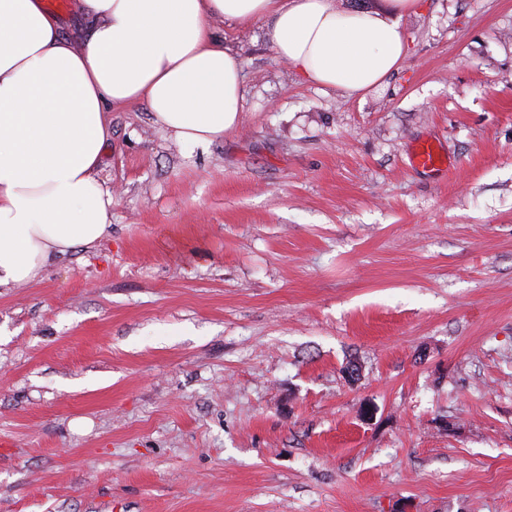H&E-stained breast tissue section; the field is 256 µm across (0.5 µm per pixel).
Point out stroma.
I'll return each instance as SVG.
<instances>
[{"label":"stroma","instance_id":"1","mask_svg":"<svg viewBox=\"0 0 512 512\" xmlns=\"http://www.w3.org/2000/svg\"><path fill=\"white\" fill-rule=\"evenodd\" d=\"M401 27L349 97L215 23L206 147L109 111L107 235L0 288V512H512V0ZM411 163L432 176L446 177L449 171L446 158L430 142L421 143L415 148Z\"/></svg>","mask_w":512,"mask_h":512}]
</instances>
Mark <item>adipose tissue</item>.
I'll use <instances>...</instances> for the list:
<instances>
[{"instance_id": "ef3b65f1", "label": "adipose tissue", "mask_w": 512, "mask_h": 512, "mask_svg": "<svg viewBox=\"0 0 512 512\" xmlns=\"http://www.w3.org/2000/svg\"><path fill=\"white\" fill-rule=\"evenodd\" d=\"M420 3L342 11L336 0H77L75 19L90 29L76 40L43 0H0V288L35 282L106 236L108 107L146 104L188 146L239 128L242 62L212 21L266 20L281 60L356 97L399 69V21Z\"/></svg>"}]
</instances>
